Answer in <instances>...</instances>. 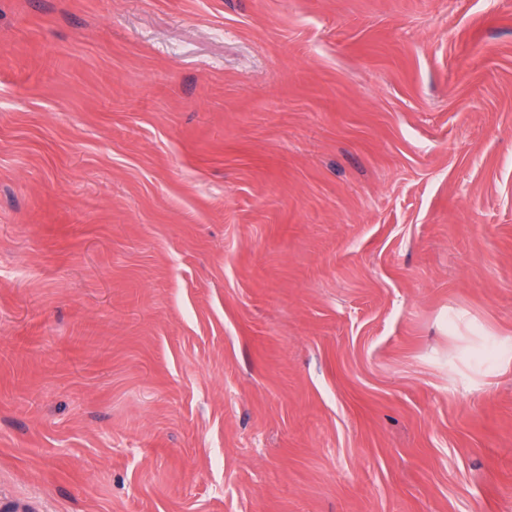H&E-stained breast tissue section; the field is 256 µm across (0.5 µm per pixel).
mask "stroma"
I'll list each match as a JSON object with an SVG mask.
<instances>
[{
  "instance_id": "stroma-1",
  "label": "stroma",
  "mask_w": 512,
  "mask_h": 512,
  "mask_svg": "<svg viewBox=\"0 0 512 512\" xmlns=\"http://www.w3.org/2000/svg\"><path fill=\"white\" fill-rule=\"evenodd\" d=\"M0 512H512V0H0Z\"/></svg>"
}]
</instances>
